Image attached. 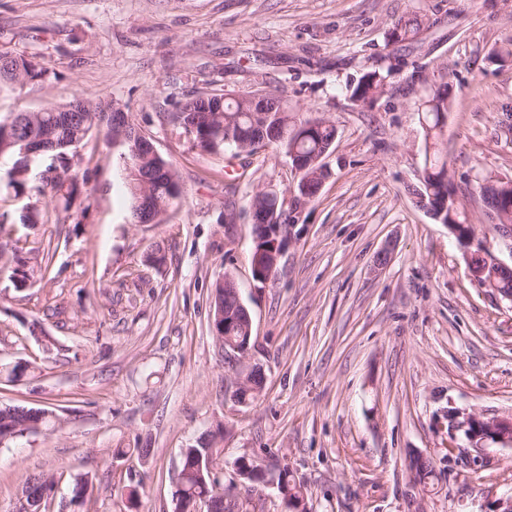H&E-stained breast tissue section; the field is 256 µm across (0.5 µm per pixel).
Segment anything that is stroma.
Masks as SVG:
<instances>
[{
	"mask_svg": "<svg viewBox=\"0 0 512 512\" xmlns=\"http://www.w3.org/2000/svg\"><path fill=\"white\" fill-rule=\"evenodd\" d=\"M415 13L420 38L388 43L392 21ZM0 52L47 70L0 83V115L76 97L126 112L182 190L166 221L127 223L121 149L103 125L78 149L83 221L39 193L48 158L23 195L0 172V405L50 415L0 443V512L33 477L54 481L46 512H173L181 451L203 437L247 512L289 509L277 486L237 480L243 456L287 468L310 512H492L512 491V450L475 464L448 429L452 408L512 413V302L472 278L469 245L413 195L415 108L445 81L443 151L471 245L512 265L480 193L512 181V0H0ZM373 71L383 93L352 99ZM225 90L274 92L291 115L335 126L315 197L300 196L279 149L212 155L173 122L187 99ZM262 190L293 218L264 284L251 274ZM30 203L34 226L18 220ZM157 249L159 266L147 260ZM19 258L34 270L23 286ZM227 276L253 320L242 355L210 329ZM255 364L262 395L238 402ZM417 456L433 463L423 483ZM78 478L89 490L76 501Z\"/></svg>",
	"mask_w": 512,
	"mask_h": 512,
	"instance_id": "obj_1",
	"label": "stroma"
}]
</instances>
